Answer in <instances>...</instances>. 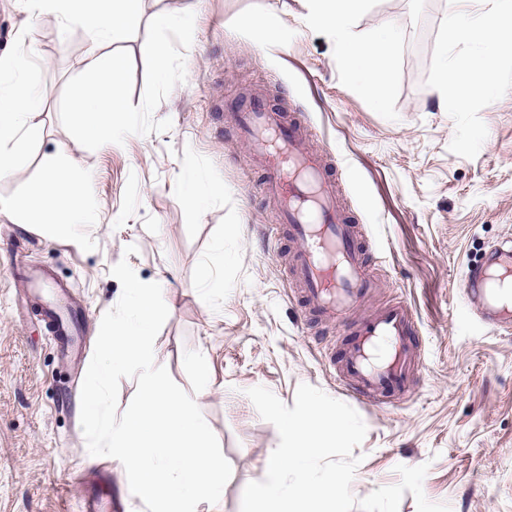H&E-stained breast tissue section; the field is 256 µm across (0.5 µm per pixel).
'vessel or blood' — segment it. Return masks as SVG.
Returning <instances> with one entry per match:
<instances>
[{"label": "vessel or blood", "mask_w": 512, "mask_h": 512, "mask_svg": "<svg viewBox=\"0 0 512 512\" xmlns=\"http://www.w3.org/2000/svg\"><path fill=\"white\" fill-rule=\"evenodd\" d=\"M244 139L254 156L268 164L266 191L279 203L282 218L299 249L292 274L304 286L319 316L355 309L371 283L356 225L336 206V186L309 150L298 128L262 102L239 115ZM26 296L44 299L43 315L61 355L81 354L83 332L78 313L49 287L36 268L21 279ZM482 321L497 326L512 319V243L494 245L483 261L468 266L458 284ZM414 315L404 304L389 305L361 319L350 331L339 371L347 396L363 402L380 395L406 394L422 366L413 355ZM81 512H117L109 492L91 490L89 475Z\"/></svg>", "instance_id": "b4317fda"}]
</instances>
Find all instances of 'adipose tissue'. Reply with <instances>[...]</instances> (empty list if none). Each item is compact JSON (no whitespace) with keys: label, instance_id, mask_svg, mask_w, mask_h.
<instances>
[{"label":"adipose tissue","instance_id":"ef3b65f1","mask_svg":"<svg viewBox=\"0 0 512 512\" xmlns=\"http://www.w3.org/2000/svg\"><path fill=\"white\" fill-rule=\"evenodd\" d=\"M311 21L327 29L336 39V49L350 75L377 88L390 81L389 60L397 50V24L387 20L382 33L363 39L354 31V20L367 0H306ZM488 11L466 17L450 11L444 42L452 46L463 40L477 41L478 58L463 63L448 55L439 57L437 92L445 112H462L469 105L467 92L473 72H481L485 89H492L493 72L503 48L512 44V0H489ZM22 73V82L0 87V175L21 168L26 161L22 138L32 115L42 108L35 93L38 71L22 56L0 58V75ZM78 174L71 162L52 164L47 175L33 182L20 209L46 224H78L85 218L76 190Z\"/></svg>","mask_w":512,"mask_h":512}]
</instances>
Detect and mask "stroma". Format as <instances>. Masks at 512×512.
<instances>
[{
  "label": "stroma",
  "instance_id": "stroma-1",
  "mask_svg": "<svg viewBox=\"0 0 512 512\" xmlns=\"http://www.w3.org/2000/svg\"><path fill=\"white\" fill-rule=\"evenodd\" d=\"M187 10L195 27L186 80L154 112L171 129L91 151L59 118L65 83L83 70L84 31L62 36L55 14L0 0V55L25 51L44 103L27 163L0 177V197L22 201L31 180L73 157L89 215L56 234L0 218V512H77L76 479L91 468L120 499L132 498L125 471L88 454L80 425L101 318L122 293L110 269L124 258L138 278L161 283L169 315L157 363L193 396L231 465L219 502L196 512H241L246 484L264 478L279 443L247 389L266 387L290 406L306 383L345 400L336 363L360 312L322 320L305 308L286 264L295 245L237 122L255 97L301 126L359 226L374 284L361 312L402 302L416 321L414 390L354 405L367 432L353 450L361 458L353 494L398 483L397 465L425 463L430 501L451 512H512V326L479 323L456 287L492 244L512 239V49L499 58L495 90L476 89L466 111H442L436 58L448 0H369L357 32L371 36L387 19L399 30L379 110V93L350 79L303 0H140L136 33L112 44L132 56V105L144 93L149 22ZM264 13L277 16L285 45L241 27ZM190 184L200 192L195 207ZM130 245L137 251L128 256ZM17 260L69 288L85 330L80 358L59 357L40 305L14 284ZM199 356L211 373L205 395Z\"/></svg>",
  "mask_w": 512,
  "mask_h": 512
}]
</instances>
